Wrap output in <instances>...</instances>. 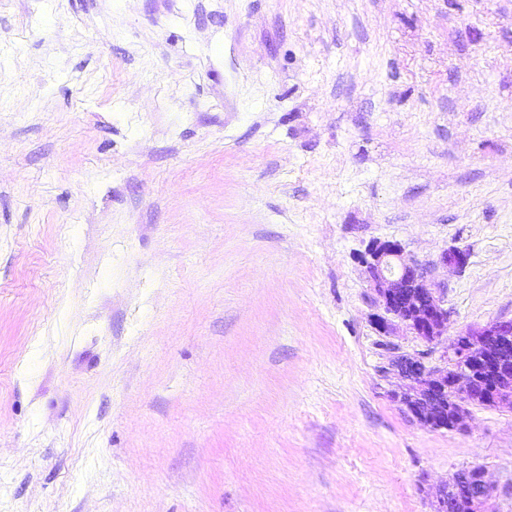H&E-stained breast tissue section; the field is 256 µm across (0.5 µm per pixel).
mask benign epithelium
Wrapping results in <instances>:
<instances>
[{
  "mask_svg": "<svg viewBox=\"0 0 512 512\" xmlns=\"http://www.w3.org/2000/svg\"><path fill=\"white\" fill-rule=\"evenodd\" d=\"M468 260L466 250L454 247L442 253L440 264L461 271ZM363 263L384 311L375 319L379 332L390 333L398 322L434 343L448 331L451 311L442 293L428 282L430 266L406 258L402 244L389 240L372 243ZM442 361L432 367L421 358L394 359L406 381L394 397L419 422L452 431L459 429L469 405L512 409V319L465 328ZM493 496L484 469L467 468L439 491L434 512H492Z\"/></svg>",
  "mask_w": 512,
  "mask_h": 512,
  "instance_id": "7a95c632",
  "label": "benign epithelium"
}]
</instances>
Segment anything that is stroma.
<instances>
[{
	"mask_svg": "<svg viewBox=\"0 0 512 512\" xmlns=\"http://www.w3.org/2000/svg\"><path fill=\"white\" fill-rule=\"evenodd\" d=\"M384 240L436 343L374 328ZM498 319L512 0L0 5V512H512V409L392 399ZM373 288L385 316L375 319L377 330L389 334L395 325H404L415 336L434 343L448 331L451 311L442 293L428 282L430 266L405 256L398 241L372 243L363 256ZM493 496L494 489L486 481L484 469L467 468L439 491L434 512H493L490 510Z\"/></svg>",
	"mask_w": 512,
	"mask_h": 512,
	"instance_id": "obj_1",
	"label": "stroma"
}]
</instances>
